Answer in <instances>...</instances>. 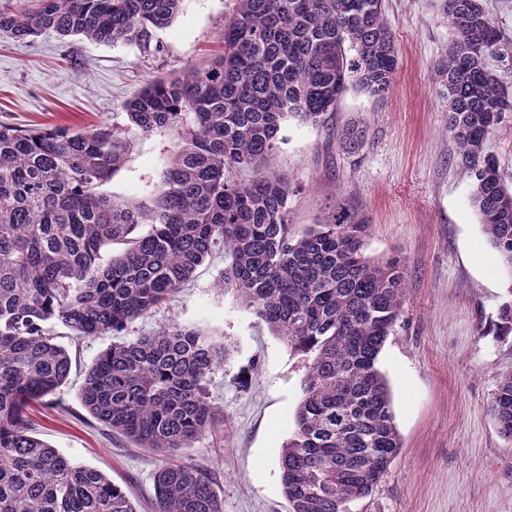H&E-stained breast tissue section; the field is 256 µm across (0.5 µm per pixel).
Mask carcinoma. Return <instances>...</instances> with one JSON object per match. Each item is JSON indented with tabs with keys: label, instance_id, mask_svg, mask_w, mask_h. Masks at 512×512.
Here are the masks:
<instances>
[{
	"label": "carcinoma",
	"instance_id": "carcinoma-1",
	"mask_svg": "<svg viewBox=\"0 0 512 512\" xmlns=\"http://www.w3.org/2000/svg\"><path fill=\"white\" fill-rule=\"evenodd\" d=\"M223 50L181 77L149 81L125 104L127 124L88 129L0 123V512H138L101 471L33 433L29 406L71 370L54 327L120 336L86 372L89 413L138 448L166 456L154 512H223L212 475L171 458L214 428L207 384L226 343L197 327H135L224 251L215 283L302 356V396L279 458L290 512H351L401 448L378 367L405 300L404 266L366 255L369 225L341 208L298 232L288 181L271 173L283 124L323 125L342 95L382 101L397 68L383 0H238ZM184 0H0V31L52 32L147 46ZM453 39L437 64L448 133L471 174L470 202L512 273V189L488 140L512 113V49L483 0H440ZM168 138L138 198L103 190L138 138ZM250 169L248 185L231 176ZM123 251L105 261L102 250ZM495 333L512 334V298ZM512 442V375L489 403Z\"/></svg>",
	"mask_w": 512,
	"mask_h": 512
}]
</instances>
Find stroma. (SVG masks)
<instances>
[{
  "instance_id": "35a3bbf8",
  "label": "stroma",
  "mask_w": 512,
  "mask_h": 512,
  "mask_svg": "<svg viewBox=\"0 0 512 512\" xmlns=\"http://www.w3.org/2000/svg\"><path fill=\"white\" fill-rule=\"evenodd\" d=\"M237 0H185L149 47L97 44L45 33H0V122L25 127L126 124L125 104L155 77L176 76L220 49ZM399 65L387 98L348 90L328 123L287 120L273 171L294 190L297 229L325 222L334 203L366 218L367 255L406 269L403 316L379 356L402 446L378 488L352 512H512V443L488 411L499 380L512 374V338L494 334L512 277L471 205L472 177L456 163L436 63L452 40L438 0H384ZM365 132L348 153L346 130ZM168 141L137 140L106 189L139 196ZM225 266H201L170 306L141 320L150 330L175 321L227 338L223 367L208 385L224 421L178 451L216 478L223 512H288L279 457L294 428L303 374L299 357L215 282ZM72 360L55 409L33 408L35 434L60 453L107 473L139 512H151L161 457L95 420L80 400L85 371L113 339H76L57 328ZM251 380L240 388L241 372Z\"/></svg>"
}]
</instances>
